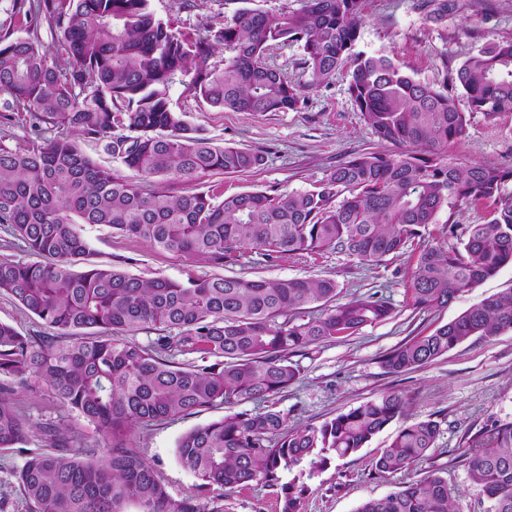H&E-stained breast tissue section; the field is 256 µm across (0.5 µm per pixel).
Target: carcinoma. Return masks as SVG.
<instances>
[{
    "label": "carcinoma",
    "instance_id": "carcinoma-1",
    "mask_svg": "<svg viewBox=\"0 0 512 512\" xmlns=\"http://www.w3.org/2000/svg\"><path fill=\"white\" fill-rule=\"evenodd\" d=\"M367 0H297L284 12L241 8L207 34L175 32L149 0H12L29 36L1 25L0 104L26 112L31 126L58 129L41 143H0V225L35 261L0 259V294L56 331L23 336L0 322V448L43 432L53 451H30L16 472L31 512H226L224 498L252 484L276 490L281 512H300L304 486L283 481L295 468L312 478L403 421L375 462L380 473L410 472L441 434L433 419L409 421L405 397L389 392L319 425L288 427L274 399L299 379L291 356L361 333L393 314L372 296L338 304L329 277L271 280L212 274L185 282L142 279L99 260L82 235L104 224L193 264L309 259L328 252L368 265L410 254L408 306L443 309L465 288L512 266V168L458 167L447 155L469 118L455 96L415 80L387 55L355 51ZM442 22L458 0H421ZM48 24L64 55L51 62L38 29ZM301 44L308 81H289L265 62L274 44ZM229 51L211 62L215 49ZM349 67L348 93L395 153L362 151L329 168L312 188L288 194L253 190L217 200L210 192L174 196L154 180L190 182L212 172L244 174L259 152L218 147L172 104L179 85L208 105L233 112H288L303 88L329 84ZM454 83L471 109L493 119L512 112V39L491 38L463 61ZM104 142L137 180H123L83 153L78 139ZM480 200L493 209L479 224L455 212ZM448 211L444 246L427 241ZM142 330L159 335L145 344ZM512 330V289L481 299L450 322L409 337L381 357L388 374L418 369L471 340ZM43 384L67 416L94 426L103 447L71 448L66 427L33 422L16 390ZM244 401L265 407L238 411ZM222 405L227 413L177 443L180 464L224 494L205 503L174 496L139 450L136 427ZM461 458L487 512H512V423L466 442ZM459 491L439 469L412 478L356 512H455Z\"/></svg>",
    "mask_w": 512,
    "mask_h": 512
}]
</instances>
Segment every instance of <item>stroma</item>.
<instances>
[{"label": "stroma", "mask_w": 512, "mask_h": 512, "mask_svg": "<svg viewBox=\"0 0 512 512\" xmlns=\"http://www.w3.org/2000/svg\"><path fill=\"white\" fill-rule=\"evenodd\" d=\"M417 2L368 0L358 50L390 56L416 80L444 91L458 67L477 51L485 37L512 38V0H462V9L441 23L427 21L417 9ZM244 6L282 11L295 8L296 0H151L158 18L193 35ZM348 82V71L340 70L329 85L305 91V106L288 112L223 111L175 90L174 108L185 112L187 120L201 128L214 145L261 152L266 163L246 174L209 173L190 183L172 181L169 192L180 196L210 191L224 197L251 190H305L329 167L351 154L393 151V144L381 141L364 123L348 94ZM457 101L460 110L469 113L470 121L465 136L448 145L451 161L461 166H511L512 112L489 120L472 111L465 94H458ZM82 234L100 260L123 261L127 271L135 275L184 281L191 275L209 273L208 268L193 265L184 256L155 250L141 239L116 234L103 225H84ZM411 265L407 254L369 266L342 254L328 253L313 263L228 265L224 272L266 279L330 277L341 288L339 301L371 295L390 304L392 316L364 328L361 334L295 354L293 361L300 369V378L278 397L277 408L287 416L289 426L318 425L363 401L398 392L410 401V420L432 418L441 423L437 449L426 462L417 465V472L431 467L443 469L449 484L460 492L456 512H486L487 501L471 488L467 467L458 462L457 456L466 441L480 437L492 425L512 422V331L486 340H469L421 368L400 374L386 373L380 358L408 337L448 323L482 298L512 289V266L463 289L447 308L415 312L408 305ZM16 400L34 422H53L77 431L80 439L76 451L99 447L93 426L84 419L67 417L47 389L18 392ZM224 413V407L217 406L157 421L134 429L127 443L139 449L171 494H193L198 480L180 465L177 441L189 429L221 418ZM391 435V429H384L356 454L333 461L307 480L300 512H355L363 501L397 490L406 480L404 474H379L372 468L373 459L387 446ZM48 448L43 436L36 433L26 446L0 449V481L8 486L0 512H29L13 474L27 451Z\"/></svg>", "instance_id": "stroma-1"}]
</instances>
